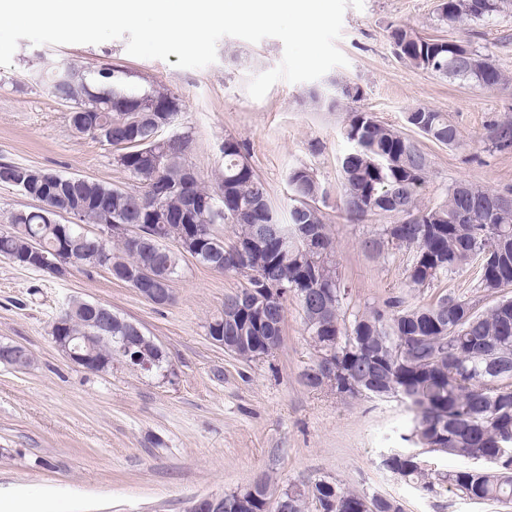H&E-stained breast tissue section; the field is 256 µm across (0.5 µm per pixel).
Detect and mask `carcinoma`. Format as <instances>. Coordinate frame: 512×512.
Instances as JSON below:
<instances>
[{"label":"carcinoma","mask_w":512,"mask_h":512,"mask_svg":"<svg viewBox=\"0 0 512 512\" xmlns=\"http://www.w3.org/2000/svg\"><path fill=\"white\" fill-rule=\"evenodd\" d=\"M438 21L450 27L484 21L512 7V0H444ZM390 39L401 47L403 60L417 68L484 89L509 83L488 58L474 57L448 64L450 48L445 39L421 37L400 26L390 27ZM49 90L60 101L71 100L74 86L87 90L80 103L83 115L69 113L72 128L86 119L88 111L112 102L114 161L134 183L131 189L95 180L88 184L63 183L54 189L36 173L26 195L45 196L53 208H78L82 222L90 226L147 224L149 211L160 208L176 217L194 204L193 224L212 240L197 262L218 271L240 273L246 284L224 300V314L208 325L224 328V337L237 344L244 360L281 343L283 303L287 297L272 292L282 283H295L297 298L309 336L317 352H331L336 359V394L353 398L368 391L378 399L397 398L412 415V426L403 440L426 448L441 445L446 454L469 458L475 453L496 456L512 446V209L493 206L499 194L466 183L448 188L447 197L434 205L419 203V191L429 169V160L405 133L381 123L371 112L353 110L345 126L348 150L341 158V190L346 220L361 222L374 216H394L383 225L370 245L380 254L405 250L411 255L406 268L407 287L428 288L441 276L472 265L478 268V287L502 293V298L484 307L476 300L444 293L429 304L415 306L402 296L381 306H368L347 319L344 310L348 290L342 284L325 215L317 206L325 195L313 171L305 166L288 172L292 205L288 221L279 217L265 182L249 164L245 143L224 138V163L214 186L199 176L187 177L192 139L174 133L148 143L155 126L173 123L181 112L180 99L160 85L137 86L120 67L92 70L67 62L44 68ZM139 99L148 109L133 112ZM407 123L436 141L455 145L456 127L442 112L421 107L407 115ZM132 126L144 135L131 143ZM483 141L497 150L512 149V122L489 126ZM46 211L33 208L11 214L14 232H0V256L29 268L35 263L20 258L24 242L38 239L47 249L61 243L59 227L48 223ZM191 224V225H193ZM232 230L224 241L216 232L220 225ZM191 225L174 219L162 232L164 240H181ZM307 229V236L299 235ZM65 263L86 267L96 262L112 278L126 282V273L151 261L155 268L175 279L184 255L163 242L146 256L117 236H107L96 255L73 230L67 239ZM256 243L247 260L234 253ZM66 304L69 311L63 331L67 336H94L93 317ZM131 321L116 314L112 330L93 341L98 360L119 355L122 339L132 335ZM389 469L427 490L448 484L475 504H512V461L488 470L465 467L435 473L421 459L395 457ZM270 483L260 479L244 489L250 498L248 512H270ZM288 512H364L366 497L339 482L319 479L304 489L282 492Z\"/></svg>","instance_id":"cac0c4a2"}]
</instances>
